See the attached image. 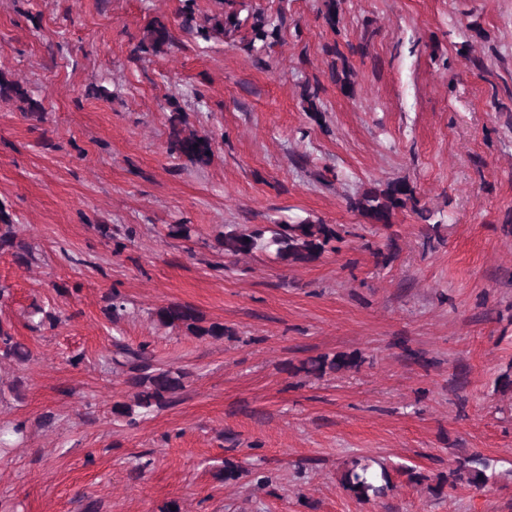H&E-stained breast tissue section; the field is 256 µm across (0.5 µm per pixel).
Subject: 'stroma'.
<instances>
[{
  "mask_svg": "<svg viewBox=\"0 0 512 512\" xmlns=\"http://www.w3.org/2000/svg\"><path fill=\"white\" fill-rule=\"evenodd\" d=\"M283 16V38L244 46L248 25L204 41L181 0H0V73L45 107L0 98V209L36 259L0 250V321L32 353L0 363L11 512H512V0H244ZM161 20L173 41L133 60ZM318 87L315 105L305 91ZM212 140L200 164L169 150V118ZM390 181L419 211L370 223L351 198ZM335 225L313 263L230 257L225 225ZM438 232H430L429 224ZM196 228L192 241L167 235ZM126 305L112 322L111 296ZM184 303L223 339L160 325ZM54 328L31 330L33 306ZM148 344L188 374L172 406L137 426L112 405L133 390L105 358ZM82 354L78 365L69 359ZM359 369L305 372L323 355ZM480 454L481 490L439 487ZM153 464L138 472L139 456ZM393 466L362 503L347 462ZM271 474L228 481L225 461ZM422 482H409L408 472Z\"/></svg>",
  "mask_w": 512,
  "mask_h": 512,
  "instance_id": "35a3bbf8",
  "label": "stroma"
}]
</instances>
